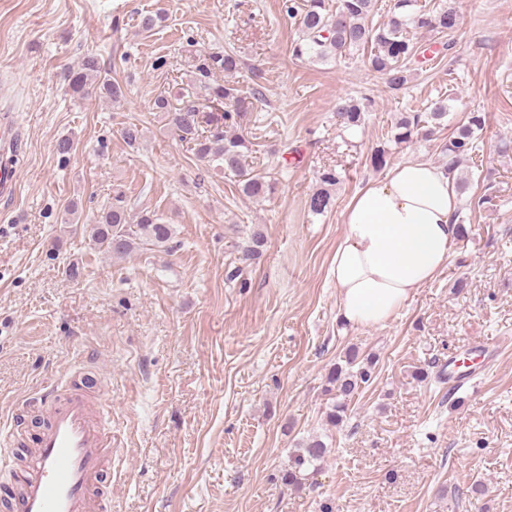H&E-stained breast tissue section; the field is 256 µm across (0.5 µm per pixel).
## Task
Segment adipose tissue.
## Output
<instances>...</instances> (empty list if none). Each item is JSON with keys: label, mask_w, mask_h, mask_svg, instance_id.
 <instances>
[{"label": "adipose tissue", "mask_w": 512, "mask_h": 512, "mask_svg": "<svg viewBox=\"0 0 512 512\" xmlns=\"http://www.w3.org/2000/svg\"><path fill=\"white\" fill-rule=\"evenodd\" d=\"M457 205L453 177L419 160L392 165L353 194L329 268L344 323L386 324L447 268L460 234Z\"/></svg>", "instance_id": "adipose-tissue-1"}]
</instances>
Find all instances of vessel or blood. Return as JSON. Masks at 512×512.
<instances>
[{
  "instance_id": "obj_1",
  "label": "vessel or blood",
  "mask_w": 512,
  "mask_h": 512,
  "mask_svg": "<svg viewBox=\"0 0 512 512\" xmlns=\"http://www.w3.org/2000/svg\"><path fill=\"white\" fill-rule=\"evenodd\" d=\"M36 403L43 421L31 447L18 454L15 415L0 448V470L12 477L10 512H103L94 491L112 446V422L101 419L100 399L66 375L43 389Z\"/></svg>"
}]
</instances>
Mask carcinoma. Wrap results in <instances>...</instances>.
<instances>
[{"label": "carcinoma", "instance_id": "carcinoma-1", "mask_svg": "<svg viewBox=\"0 0 512 512\" xmlns=\"http://www.w3.org/2000/svg\"><path fill=\"white\" fill-rule=\"evenodd\" d=\"M376 0H337L336 10L327 12L325 0H283L282 8L291 19H298L299 38L291 43L292 56L320 61H330L352 49L367 44L373 45L367 65L384 79L392 91L405 89L408 83L410 64L417 56L418 47L410 38V30L423 29L446 35L454 31L459 19L451 8L426 10L417 7V0H389L388 21L377 27L369 24ZM241 66L240 59L232 52L212 54L208 64L199 68L202 76L212 69H221L224 75L235 74ZM66 79L73 94L83 97L94 90L117 102L125 96L119 81L106 75L96 55H86L77 70H69ZM210 102L218 108L205 112L191 100L179 107L170 100L157 96L152 109L164 114L167 124L180 140L194 145V154L200 161L217 162L240 177L241 192L253 199L266 197L274 190L267 176L251 174L243 169L241 160L246 140L232 129L247 110L246 98L240 89L229 81L206 87ZM336 115L344 128L353 129L364 124L365 107L354 98L341 99L336 104ZM422 115L412 112L404 115L392 128L394 142L407 143L417 134L428 138L430 128H423ZM485 127V116L471 112L467 122L460 125L443 146L448 154L447 170L454 175L457 188L466 189V178L456 175L465 160H474L479 149L478 132ZM319 187L307 201L308 209L315 215L328 211L333 205L331 187L339 182L333 171H324L318 176ZM142 244L168 247L173 238L171 225L161 221L155 212L141 210L130 216L122 193L112 197V204L100 209L92 229V242L113 255H125L134 248L135 238ZM376 360L352 346L344 353L342 362L334 364L329 372L324 393L330 396L325 417L337 427L347 418L350 402L358 391L373 380ZM329 453L327 445L319 438L309 439L295 449L289 459L288 469L282 480L284 484L300 488L309 470H317Z\"/></svg>", "mask_w": 512, "mask_h": 512}]
</instances>
